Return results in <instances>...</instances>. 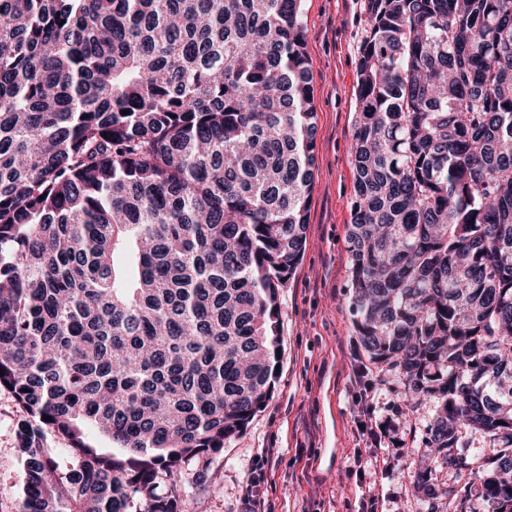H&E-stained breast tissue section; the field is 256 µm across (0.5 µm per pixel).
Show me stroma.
<instances>
[{
  "label": "stroma",
  "instance_id": "obj_1",
  "mask_svg": "<svg viewBox=\"0 0 512 512\" xmlns=\"http://www.w3.org/2000/svg\"><path fill=\"white\" fill-rule=\"evenodd\" d=\"M362 0H306L316 109L314 185L304 255L281 290L280 370L265 405L181 478L183 512H244L254 490L274 512H428L410 475L427 466L430 401L380 378L357 341L347 235L353 198ZM24 413L0 387V512H19Z\"/></svg>",
  "mask_w": 512,
  "mask_h": 512
}]
</instances>
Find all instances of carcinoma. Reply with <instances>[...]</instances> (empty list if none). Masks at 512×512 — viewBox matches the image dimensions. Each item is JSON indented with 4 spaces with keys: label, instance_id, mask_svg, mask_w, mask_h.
I'll list each match as a JSON object with an SVG mask.
<instances>
[{
    "label": "carcinoma",
    "instance_id": "cac0c4a2",
    "mask_svg": "<svg viewBox=\"0 0 512 512\" xmlns=\"http://www.w3.org/2000/svg\"><path fill=\"white\" fill-rule=\"evenodd\" d=\"M361 348L434 404L416 491L512 512V0H363ZM305 0H0V386L21 512H182L279 363L314 160ZM51 417L47 421L43 416ZM95 432L121 448L100 451ZM67 448H51L47 434ZM453 483H456L455 487L459 494L450 505L448 512H493L495 510V506L492 503L486 501L478 494L479 481L472 475L459 480L455 478L453 473L448 471V484Z\"/></svg>",
    "mask_w": 512,
    "mask_h": 512
}]
</instances>
